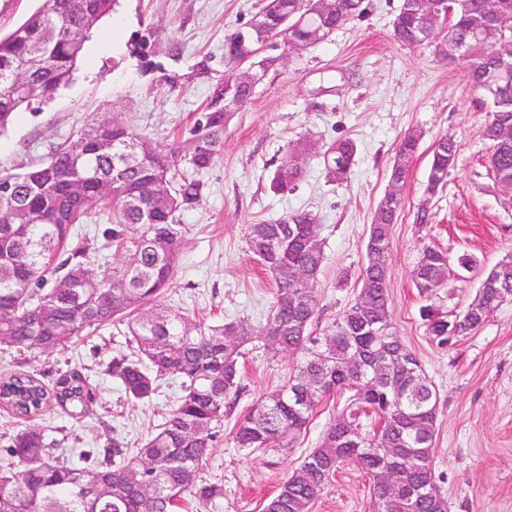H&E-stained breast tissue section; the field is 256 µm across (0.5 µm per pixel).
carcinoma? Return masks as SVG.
I'll return each instance as SVG.
<instances>
[{
    "label": "carcinoma",
    "mask_w": 512,
    "mask_h": 512,
    "mask_svg": "<svg viewBox=\"0 0 512 512\" xmlns=\"http://www.w3.org/2000/svg\"><path fill=\"white\" fill-rule=\"evenodd\" d=\"M319 14L309 0H279L281 10L261 6L252 29L237 30L224 42L227 64L237 66L256 48V33L315 45L365 13V0H334ZM416 0H402L392 37L406 48L434 45L448 67L467 63L469 85H491L485 136L491 142L489 169L498 183H512V60L495 45L512 37V0H448L451 18H427ZM117 0H47L9 33L0 36V134L33 101L67 83L85 43ZM216 85L192 129L185 153L150 146L123 123L98 122L46 162L23 173H0L13 184L0 194V343L17 351L52 353L107 325H127L132 353L112 359L110 373L136 400L149 399L163 376L180 379L182 395L159 428L135 452L117 441L75 456L55 454L60 441L38 422L55 407L70 417L93 413L96 395L88 375L70 369L47 385L35 374L0 377V407L21 427L0 445V512H175L186 497L212 505L224 499V485L200 478L218 438L224 414L242 391L240 358L255 341L273 355L299 356L288 379L259 397L235 429L237 448H290L306 434L323 397L350 392L324 427L318 445L292 470L263 512H309L336 471L354 463L371 479L373 512H448L417 490L434 483L432 460L439 396L415 354L401 340L389 303V249L402 197L379 202L365 245V262L355 301L312 331L319 319L315 287L323 269L324 243L316 215L288 214L273 223L251 224L246 245L274 281V301L263 328L235 319L211 326L155 308L174 276L183 246L176 214L197 204L210 169L224 150L230 116L227 88ZM422 133L401 138L389 179L404 189ZM315 146L288 149V175L275 171L270 189H296ZM356 144L337 139L320 149L326 182L350 175ZM459 153L443 135L432 145L426 192L443 190ZM186 173L177 175L178 167ZM110 213L96 251L71 240L72 226L93 211ZM114 250L118 264L100 262ZM495 287L478 290L455 316L430 303L420 318L439 345L448 331L463 336L479 328L502 304L512 301V258L494 267ZM448 254L426 247L413 270L415 288L430 297L448 284ZM392 472L396 492L387 497L378 483Z\"/></svg>",
    "instance_id": "obj_1"
}]
</instances>
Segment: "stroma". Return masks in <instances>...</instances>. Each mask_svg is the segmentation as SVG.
I'll return each mask as SVG.
<instances>
[{
    "label": "stroma",
    "mask_w": 512,
    "mask_h": 512,
    "mask_svg": "<svg viewBox=\"0 0 512 512\" xmlns=\"http://www.w3.org/2000/svg\"><path fill=\"white\" fill-rule=\"evenodd\" d=\"M398 5L399 0H366L361 17L267 71L246 109L228 123L222 155L202 173L200 202L178 214L185 244L160 300L208 325L244 317L263 327L273 288L261 264L247 254V227L310 211L320 220L325 242L316 294L320 321L328 323L356 298L368 227L387 189L396 147L406 132L421 131L390 242L392 318L439 396L433 469L449 512H512V302L475 331L440 346L425 333L419 315L425 300L412 282L423 247L453 257L475 255L478 271L450 277L430 299L447 310H464L476 296L481 272L512 255V199L500 193L486 168L484 97L467 83L464 66L448 68L432 48L407 49L392 39ZM259 7L260 0H119L116 12L86 42L72 81L20 110L0 134V172L47 160L57 146L110 118L154 145L185 149L224 78L225 36L247 26ZM108 32L114 46L104 52L97 40ZM445 134L460 145L457 164L443 192L430 199V223L419 225L414 214L426 199L430 148ZM339 138L357 145L346 183L326 182L314 156L295 190H270V178L292 144ZM129 351L124 334L107 326L62 352L0 346V373L27 371L49 384L61 371L87 369L96 394L94 416L74 420L52 408L41 423L56 428L57 439L76 453L112 438L136 449L181 391L165 378L151 399L126 396L107 367ZM293 363L286 355L245 353L243 394L200 471L203 480L223 484L224 505L202 512H262L341 409L343 396L324 398L294 447H235L237 422L260 395L287 379ZM309 512H372L368 475L356 465L342 466Z\"/></svg>",
    "instance_id": "35a3bbf8"
}]
</instances>
